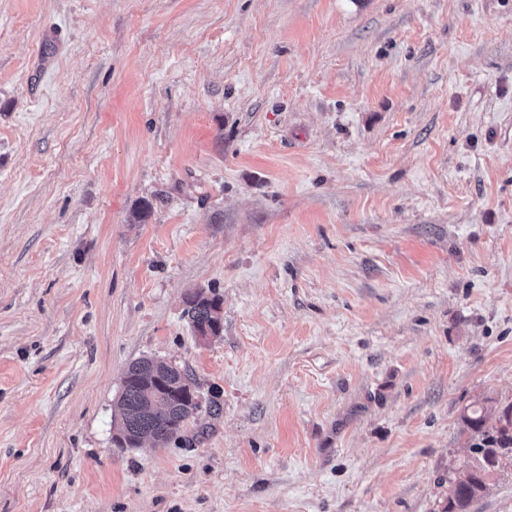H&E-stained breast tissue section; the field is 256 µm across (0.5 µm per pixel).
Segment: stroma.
Segmentation results:
<instances>
[{"label":"stroma","mask_w":512,"mask_h":512,"mask_svg":"<svg viewBox=\"0 0 512 512\" xmlns=\"http://www.w3.org/2000/svg\"><path fill=\"white\" fill-rule=\"evenodd\" d=\"M145 356L200 407L121 448ZM487 399L512 0H0V512H440ZM222 302L215 295H208L203 290L195 291L185 298L184 316L188 318L194 331L208 326L212 336L196 332L197 337L202 341H208L220 336L223 331V317L221 314Z\"/></svg>","instance_id":"obj_1"}]
</instances>
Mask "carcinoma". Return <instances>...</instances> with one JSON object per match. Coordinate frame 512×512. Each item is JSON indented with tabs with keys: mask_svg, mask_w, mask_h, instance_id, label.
<instances>
[{
	"mask_svg": "<svg viewBox=\"0 0 512 512\" xmlns=\"http://www.w3.org/2000/svg\"><path fill=\"white\" fill-rule=\"evenodd\" d=\"M222 302L203 290L185 298L184 316L191 326L200 330L207 326L212 335L223 331ZM163 363L154 358H140L132 362L123 380V390L117 401L118 432H141L142 438L169 441L183 430L190 417L183 406L165 402L152 409L142 408L144 403V373L152 368L162 370ZM487 406L466 409L461 420L468 432L472 453L470 468L456 476L453 498L444 512H469L477 491L489 486L490 477L507 465H512V405L496 412L494 424H488Z\"/></svg>",
	"mask_w": 512,
	"mask_h": 512,
	"instance_id": "1",
	"label": "carcinoma"
}]
</instances>
